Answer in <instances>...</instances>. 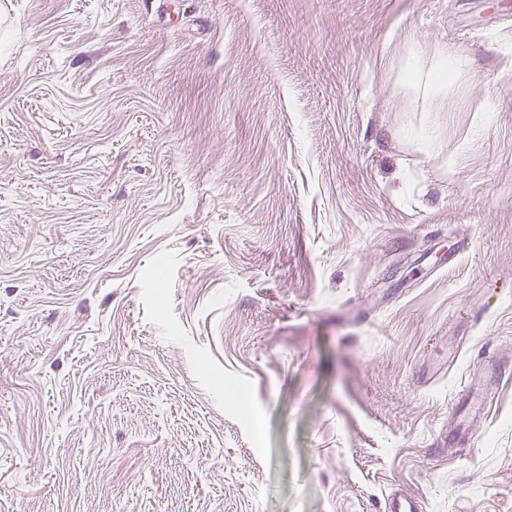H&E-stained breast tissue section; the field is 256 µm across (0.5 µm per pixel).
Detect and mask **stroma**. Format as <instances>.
I'll return each instance as SVG.
<instances>
[{"label": "stroma", "instance_id": "1", "mask_svg": "<svg viewBox=\"0 0 512 512\" xmlns=\"http://www.w3.org/2000/svg\"><path fill=\"white\" fill-rule=\"evenodd\" d=\"M162 1L0 0V512H512V0ZM464 64L460 57L444 50L439 64L427 74L426 80L430 88L440 90L448 85V78Z\"/></svg>", "mask_w": 512, "mask_h": 512}]
</instances>
